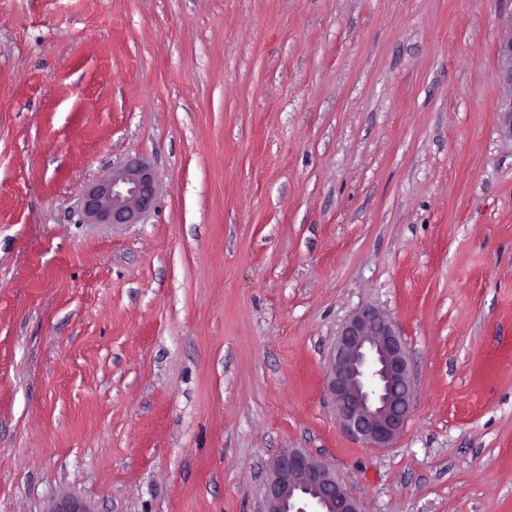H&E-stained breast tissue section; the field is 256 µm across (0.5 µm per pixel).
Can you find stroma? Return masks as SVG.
Here are the masks:
<instances>
[{
  "instance_id": "obj_1",
  "label": "stroma",
  "mask_w": 512,
  "mask_h": 512,
  "mask_svg": "<svg viewBox=\"0 0 512 512\" xmlns=\"http://www.w3.org/2000/svg\"><path fill=\"white\" fill-rule=\"evenodd\" d=\"M512 0H0V512H262L305 448L361 512H512ZM138 159L135 224L88 186ZM362 305L414 372L370 448ZM498 62L503 83L510 92L499 112V120L503 132L512 137V16L504 25L498 47ZM155 178L143 162L132 159L89 186L82 212L90 224H135L155 203ZM325 388L344 431L388 448L407 424L414 375L395 323L371 306L356 309L336 336Z\"/></svg>"
}]
</instances>
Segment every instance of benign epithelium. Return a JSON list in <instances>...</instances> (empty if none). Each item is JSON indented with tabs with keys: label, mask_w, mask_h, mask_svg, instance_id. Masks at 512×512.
<instances>
[{
	"label": "benign epithelium",
	"mask_w": 512,
	"mask_h": 512,
	"mask_svg": "<svg viewBox=\"0 0 512 512\" xmlns=\"http://www.w3.org/2000/svg\"><path fill=\"white\" fill-rule=\"evenodd\" d=\"M498 62L509 98L499 120L512 137V18L498 47ZM155 178L132 159L89 186L82 212L91 224H135L155 203ZM325 388L344 431L370 448H388L407 424L414 375L395 323L371 306L356 309L336 336L325 374ZM48 512H93L73 498L55 502ZM263 512H359L357 497L321 460L305 448H283L273 459Z\"/></svg>",
	"instance_id": "obj_1"
}]
</instances>
